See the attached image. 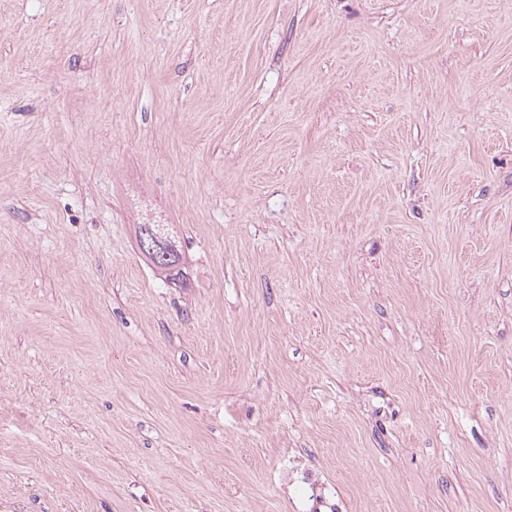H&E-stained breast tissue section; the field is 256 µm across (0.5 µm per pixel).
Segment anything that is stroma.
<instances>
[{
    "mask_svg": "<svg viewBox=\"0 0 512 512\" xmlns=\"http://www.w3.org/2000/svg\"><path fill=\"white\" fill-rule=\"evenodd\" d=\"M314 486L512 512V0H0V512ZM165 226H167V229ZM168 226V224H140L137 226V234L140 233L145 238V246L143 248L139 246L142 255L153 266L162 271L165 279L170 280L172 277L182 273L180 264L183 261V257L177 247L179 254L174 258H169L168 250L165 247H160V245L166 244L168 240L176 244L175 237L173 234L171 235ZM143 232H146L145 236Z\"/></svg>",
    "mask_w": 512,
    "mask_h": 512,
    "instance_id": "1",
    "label": "stroma"
}]
</instances>
